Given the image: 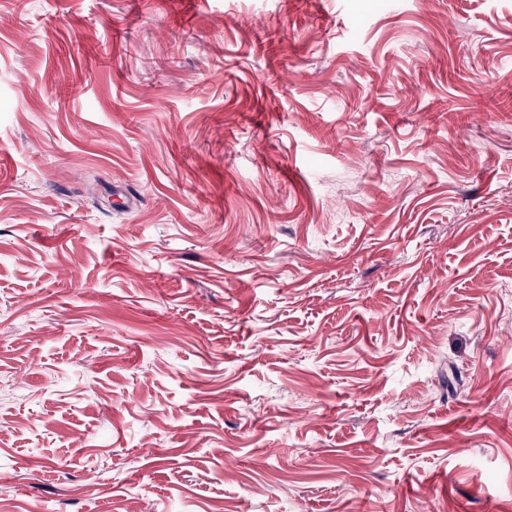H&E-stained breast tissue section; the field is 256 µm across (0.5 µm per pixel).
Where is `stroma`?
I'll return each instance as SVG.
<instances>
[{
    "mask_svg": "<svg viewBox=\"0 0 512 512\" xmlns=\"http://www.w3.org/2000/svg\"><path fill=\"white\" fill-rule=\"evenodd\" d=\"M0 512H512V0H0Z\"/></svg>",
    "mask_w": 512,
    "mask_h": 512,
    "instance_id": "1",
    "label": "stroma"
}]
</instances>
